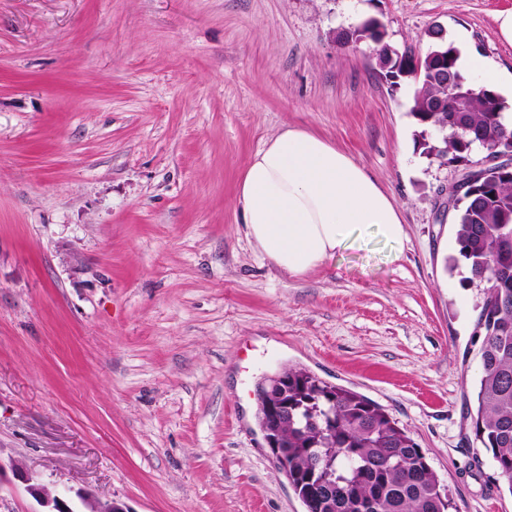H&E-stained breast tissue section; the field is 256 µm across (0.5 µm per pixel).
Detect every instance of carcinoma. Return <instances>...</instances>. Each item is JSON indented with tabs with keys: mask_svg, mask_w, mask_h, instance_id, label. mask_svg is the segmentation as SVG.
<instances>
[{
	"mask_svg": "<svg viewBox=\"0 0 512 512\" xmlns=\"http://www.w3.org/2000/svg\"><path fill=\"white\" fill-rule=\"evenodd\" d=\"M425 36L430 52L448 57L451 84L445 88L432 79L420 86L412 114L425 128L448 126V143L436 156L467 162L482 142L500 144L506 103L490 88L473 94L454 45L437 29ZM376 65L385 77L409 73L408 61L386 50ZM447 97L465 102L466 111H432L435 101ZM454 211L457 254L446 258V269L454 272L464 259L466 281L482 292L474 433L512 489V174L484 177L477 193L461 196ZM282 373L288 377V420H272L261 410L259 423L276 431L281 470L301 501L307 471L319 458L321 474L336 483V498L323 512H448L447 496L418 444L384 408L302 369Z\"/></svg>",
	"mask_w": 512,
	"mask_h": 512,
	"instance_id": "carcinoma-1",
	"label": "carcinoma"
}]
</instances>
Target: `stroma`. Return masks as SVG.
I'll return each instance as SVG.
<instances>
[{
  "mask_svg": "<svg viewBox=\"0 0 512 512\" xmlns=\"http://www.w3.org/2000/svg\"><path fill=\"white\" fill-rule=\"evenodd\" d=\"M512 0H0V461L132 512H305L256 418L301 368L382 406L449 512H512L476 440L480 291L447 271L416 85L340 30L379 18L512 72ZM306 130L365 169L405 235L297 277L246 235L254 153Z\"/></svg>",
  "mask_w": 512,
  "mask_h": 512,
  "instance_id": "1",
  "label": "stroma"
}]
</instances>
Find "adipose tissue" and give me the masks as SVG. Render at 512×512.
<instances>
[{
	"label": "adipose tissue",
	"instance_id": "obj_1",
	"mask_svg": "<svg viewBox=\"0 0 512 512\" xmlns=\"http://www.w3.org/2000/svg\"><path fill=\"white\" fill-rule=\"evenodd\" d=\"M246 235L279 270L300 276L355 246L372 228L400 242L399 215L348 155L300 129L285 130L249 160L238 186Z\"/></svg>",
	"mask_w": 512,
	"mask_h": 512
}]
</instances>
